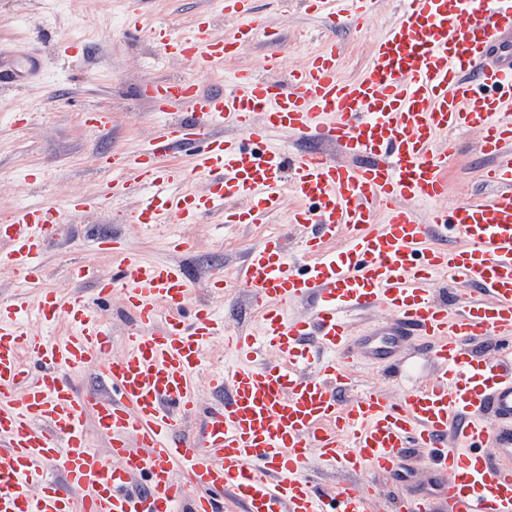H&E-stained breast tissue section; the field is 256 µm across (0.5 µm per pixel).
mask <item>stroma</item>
Here are the masks:
<instances>
[{
	"label": "stroma",
	"mask_w": 512,
	"mask_h": 512,
	"mask_svg": "<svg viewBox=\"0 0 512 512\" xmlns=\"http://www.w3.org/2000/svg\"><path fill=\"white\" fill-rule=\"evenodd\" d=\"M257 10L280 35L270 43L257 35L235 59L218 71H203L183 61L161 63L148 39H132L127 20L140 10L150 24L184 32L201 12L216 14L214 32L230 36L238 18L219 12L217 0H0V47L37 60L39 69L28 81L0 90V218L22 204L56 203L87 195L110 179L99 160L116 151L140 149L161 125L160 117L138 95L139 88L156 78L185 77L208 90L228 85L238 69L259 67L266 55L278 53L283 71L301 67L306 55L323 40L333 39L342 50L340 72L356 79L367 68L374 42L396 20L399 0H376L361 26L329 27L323 18L305 12L301 0H256ZM102 109L112 114L103 129L86 128L82 114ZM458 151L448 163V204L467 199L479 189L476 173L485 163L479 136L473 131L453 135ZM139 200L127 196L115 206L59 224L44 257L43 287L67 294V269L76 263L93 267L103 276L119 265L99 253V237L118 235L127 249L146 259L184 265L192 277L197 303L214 308L230 329L256 331L258 319L243 293L222 299L208 288V276H233L245 254L271 233L283 235L293 258H301L302 233L288 222L294 207L284 199L268 223L241 224L220 232L213 219L196 224H164L145 231L125 223L122 212ZM192 239L194 252L176 250L178 238ZM413 373L397 381L382 370H360L359 388H381L400 400L409 387L428 381L434 372L431 352L410 341L401 353Z\"/></svg>",
	"instance_id": "35a3bbf8"
}]
</instances>
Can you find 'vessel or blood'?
Here are the masks:
<instances>
[{
	"mask_svg": "<svg viewBox=\"0 0 512 512\" xmlns=\"http://www.w3.org/2000/svg\"><path fill=\"white\" fill-rule=\"evenodd\" d=\"M336 2L302 5L331 24H358L372 0H351L349 16ZM252 3L222 0V13L241 20L226 39L212 37L208 13L183 37L142 19L133 26L164 57L214 71L256 29L275 37ZM339 59L336 44L323 43L282 79L270 55L263 75L239 70L224 92L151 81L142 95L166 121L138 152L102 159L111 180L0 222V270L26 275L24 293L0 301V512H224L226 500L235 512H371L375 490L357 479L365 471L393 480L400 512H512V0H403L359 79H344ZM183 109L188 118H178ZM461 129L480 136L488 162L479 178L491 191L448 207L457 150L448 134ZM278 133L310 147L290 154ZM177 149L203 188L167 163ZM133 180L147 192L126 221L142 227L217 212L228 224H262L284 197L294 200L289 221L304 230L305 264L268 235L236 276L259 334H226L195 303L181 264L148 261L117 238L99 249L120 257L118 275L77 264L69 276L92 281L96 298L121 287L131 325L120 359L94 300L42 287L45 246L63 212L99 209ZM339 236L344 248L331 251ZM438 276L457 288L449 300L432 295ZM301 301L310 315L290 316ZM372 309L388 319L354 332L352 317ZM62 318L67 336L38 334V324ZM217 336L235 360L210 379L221 401L203 408L193 379ZM413 338L430 348L432 381L399 402L366 390L339 403L336 390L356 369L401 372ZM91 361L102 385L77 395L66 374ZM192 415L195 432L185 427ZM89 419L108 454L88 447ZM416 454L433 474L419 491L404 473ZM314 455L336 484L309 476Z\"/></svg>",
	"mask_w": 512,
	"mask_h": 512,
	"instance_id": "obj_1",
	"label": "vessel or blood"
}]
</instances>
